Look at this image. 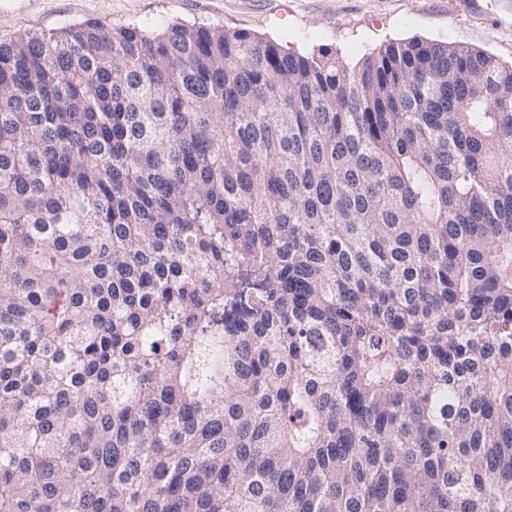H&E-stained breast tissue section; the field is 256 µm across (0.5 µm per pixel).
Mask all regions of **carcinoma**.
<instances>
[{
  "label": "carcinoma",
  "instance_id": "carcinoma-1",
  "mask_svg": "<svg viewBox=\"0 0 512 512\" xmlns=\"http://www.w3.org/2000/svg\"><path fill=\"white\" fill-rule=\"evenodd\" d=\"M0 512H512V65L1 43Z\"/></svg>",
  "mask_w": 512,
  "mask_h": 512
}]
</instances>
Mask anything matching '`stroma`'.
I'll return each mask as SVG.
<instances>
[{
    "label": "stroma",
    "mask_w": 512,
    "mask_h": 512,
    "mask_svg": "<svg viewBox=\"0 0 512 512\" xmlns=\"http://www.w3.org/2000/svg\"><path fill=\"white\" fill-rule=\"evenodd\" d=\"M87 22L242 29L291 52L327 51L353 63L386 42L419 37L464 42L512 62V29L450 17L445 0H36L30 13L0 16V42Z\"/></svg>",
    "instance_id": "obj_1"
}]
</instances>
